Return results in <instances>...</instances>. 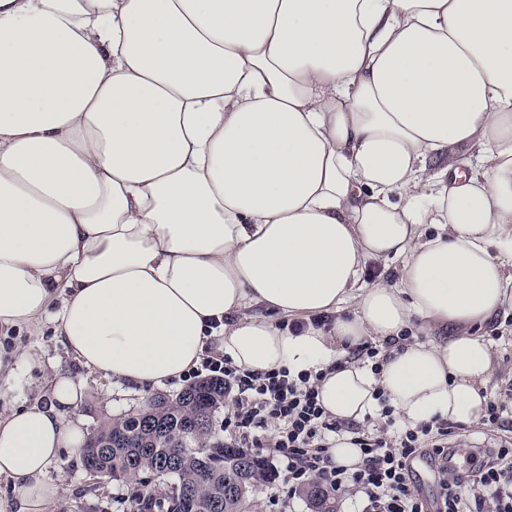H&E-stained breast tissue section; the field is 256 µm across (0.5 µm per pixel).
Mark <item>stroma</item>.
<instances>
[{
	"instance_id": "1",
	"label": "stroma",
	"mask_w": 512,
	"mask_h": 512,
	"mask_svg": "<svg viewBox=\"0 0 512 512\" xmlns=\"http://www.w3.org/2000/svg\"><path fill=\"white\" fill-rule=\"evenodd\" d=\"M492 344L497 371L487 387L489 398L504 401L499 429L481 426L457 427L448 438L449 446L459 447L458 469L471 465L469 452L495 446L512 439V310L499 314L480 330ZM28 352L39 358L37 365L0 373V413L28 405L48 394L55 371L67 372L85 388L86 398L77 415L86 433H93L109 419L131 413L147 396L136 388L104 378L74 361L66 352L50 318H43L32 328L0 327V361L15 364L16 355ZM48 479L56 489V498L47 512H128V485L102 480L93 483L84 470L81 458L66 457L48 470Z\"/></svg>"
}]
</instances>
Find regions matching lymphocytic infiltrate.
<instances>
[{"label": "lymphocytic infiltrate", "instance_id": "obj_1", "mask_svg": "<svg viewBox=\"0 0 512 512\" xmlns=\"http://www.w3.org/2000/svg\"><path fill=\"white\" fill-rule=\"evenodd\" d=\"M204 370L223 379L224 392L232 397L224 417L232 447L258 449L278 464L282 486L272 497L278 512H287L298 491L315 481L358 512H512L510 443L485 449L482 460L462 473L452 465L456 451L447 443L452 432L447 420L408 426L386 406L382 426L368 430L325 411L317 390L322 373L254 371L225 356L207 358L191 375ZM343 436L361 451L352 469L336 464L330 453ZM426 450L436 464L437 491L430 498L415 488L411 470Z\"/></svg>", "mask_w": 512, "mask_h": 512}]
</instances>
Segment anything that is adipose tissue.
Instances as JSON below:
<instances>
[{
    "label": "adipose tissue",
    "mask_w": 512,
    "mask_h": 512,
    "mask_svg": "<svg viewBox=\"0 0 512 512\" xmlns=\"http://www.w3.org/2000/svg\"><path fill=\"white\" fill-rule=\"evenodd\" d=\"M508 307L512 0H0V325L141 390L209 350L323 372L339 421L471 426ZM84 397L0 415L17 512Z\"/></svg>",
    "instance_id": "1"
}]
</instances>
